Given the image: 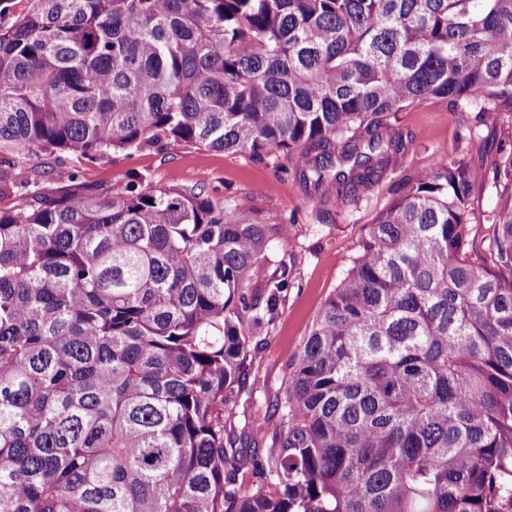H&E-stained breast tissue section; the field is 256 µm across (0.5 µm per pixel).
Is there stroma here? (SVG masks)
Returning <instances> with one entry per match:
<instances>
[{
  "mask_svg": "<svg viewBox=\"0 0 512 512\" xmlns=\"http://www.w3.org/2000/svg\"><path fill=\"white\" fill-rule=\"evenodd\" d=\"M480 102H417L397 113L399 131L415 135L416 142L397 169L368 187L358 202L338 208L307 194L287 173L286 156L258 160L245 154L216 152L204 147L170 144L131 150L86 163L66 152L33 149L26 153L0 150V157L35 169L45 190L70 185L72 179L110 188L119 182L144 178L154 185L202 188L223 198L226 208L237 207L256 221L278 214L294 218L288 247L270 242L268 264L255 276L250 291L264 295V277L272 273L284 252L296 256L293 285L278 304V315L267 335L261 336L248 360L245 388L233 407L229 428L241 429L254 416L268 414L282 395L291 371L290 359L304 336L352 265L370 224L392 201L394 185L405 174L429 167L437 156L458 157L473 168L470 201L476 217L472 239L481 240L487 224L496 218L497 193L483 176L484 164L512 146V114L499 113L480 124Z\"/></svg>",
  "mask_w": 512,
  "mask_h": 512,
  "instance_id": "35a3bbf8",
  "label": "stroma"
}]
</instances>
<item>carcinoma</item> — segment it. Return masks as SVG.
Masks as SVG:
<instances>
[{"label":"carcinoma","instance_id":"cac0c4a2","mask_svg":"<svg viewBox=\"0 0 512 512\" xmlns=\"http://www.w3.org/2000/svg\"><path fill=\"white\" fill-rule=\"evenodd\" d=\"M472 95L512 111V0H0V148L86 162L283 154L356 202ZM472 168L405 175L299 353L275 427L225 412L296 261L203 189L0 167V512H512V201L467 249ZM512 187V152L485 167ZM263 443L259 449L256 444ZM255 447H249V444ZM263 476L243 495L226 474ZM266 254L271 261L269 264H265L261 269L260 274L251 280L248 288L250 291L255 292L263 300L266 298L265 288H263L265 275L272 273L275 265L277 264V261L282 259L284 251L279 243L272 241L268 244Z\"/></svg>","mask_w":512,"mask_h":512}]
</instances>
